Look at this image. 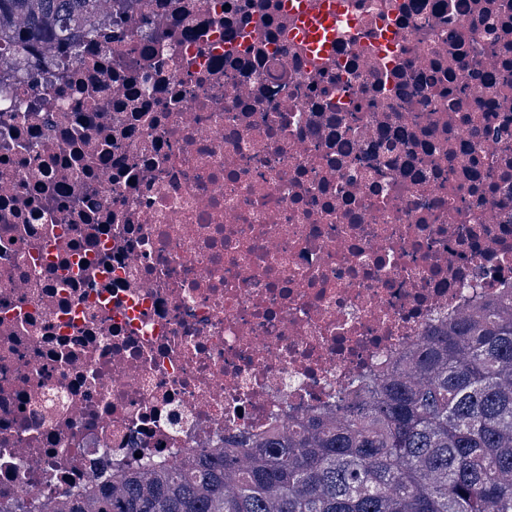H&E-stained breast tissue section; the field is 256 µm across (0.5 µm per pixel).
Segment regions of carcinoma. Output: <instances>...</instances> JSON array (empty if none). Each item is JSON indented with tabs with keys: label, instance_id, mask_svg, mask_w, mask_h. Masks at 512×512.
I'll use <instances>...</instances> for the list:
<instances>
[{
	"label": "carcinoma",
	"instance_id": "1",
	"mask_svg": "<svg viewBox=\"0 0 512 512\" xmlns=\"http://www.w3.org/2000/svg\"><path fill=\"white\" fill-rule=\"evenodd\" d=\"M99 0H0V51L66 43ZM52 512H512V294L425 327L327 412L146 459Z\"/></svg>",
	"mask_w": 512,
	"mask_h": 512
}]
</instances>
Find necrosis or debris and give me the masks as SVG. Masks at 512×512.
Wrapping results in <instances>:
<instances>
[{
    "label": "necrosis or debris",
    "instance_id": "1",
    "mask_svg": "<svg viewBox=\"0 0 512 512\" xmlns=\"http://www.w3.org/2000/svg\"><path fill=\"white\" fill-rule=\"evenodd\" d=\"M345 5L321 61L283 0L0 53V512L328 409L512 288V0Z\"/></svg>",
    "mask_w": 512,
    "mask_h": 512
}]
</instances>
